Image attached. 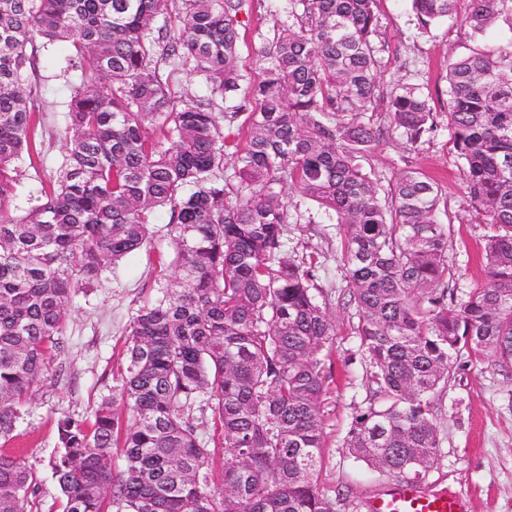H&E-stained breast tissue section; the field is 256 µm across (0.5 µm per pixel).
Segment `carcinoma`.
I'll return each mask as SVG.
<instances>
[{"label": "carcinoma", "mask_w": 512, "mask_h": 512, "mask_svg": "<svg viewBox=\"0 0 512 512\" xmlns=\"http://www.w3.org/2000/svg\"><path fill=\"white\" fill-rule=\"evenodd\" d=\"M376 2L288 0L254 80L240 65L254 0H0V440L66 350L71 294L150 244L158 208L170 210L178 272L130 324L125 412L105 399L88 420H56L63 512H336L318 486L335 321L313 261L286 256L284 239L304 200L338 228L355 306L369 396L348 431L354 458L424 476L439 459L434 410L452 360L512 370V40L448 60V132L490 225L486 282L450 298L442 185L405 170L384 186L365 167L385 140L381 97L405 145L437 130L420 88L383 93ZM459 3L410 0L419 29L451 20L474 42L512 19V0ZM55 41L71 42L67 70L80 72L66 152L16 216L9 202L34 153V52ZM186 65L207 85L191 104L170 83ZM198 403L217 449L199 433ZM36 491L22 456L1 451L0 512H31Z\"/></svg>", "instance_id": "cac0c4a2"}]
</instances>
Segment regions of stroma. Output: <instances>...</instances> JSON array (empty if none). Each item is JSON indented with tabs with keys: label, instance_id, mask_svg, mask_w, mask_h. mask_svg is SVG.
<instances>
[{
	"label": "stroma",
	"instance_id": "1",
	"mask_svg": "<svg viewBox=\"0 0 512 512\" xmlns=\"http://www.w3.org/2000/svg\"><path fill=\"white\" fill-rule=\"evenodd\" d=\"M287 0H254L241 52L244 68L254 70V53L275 23L286 20ZM379 40L387 61L383 84L401 80L429 95L438 129L417 149L405 150L399 136L386 138L369 163L382 183L412 168L442 184L440 221H451L448 261L461 277L455 296L480 286L486 272L480 259L486 228L467 198L461 163L453 149L444 115L448 99V59L467 53L470 43L453 22L432 33L417 26L408 0H378ZM72 52L67 41L54 42L35 55L34 77L39 110L32 130L37 153L23 165L11 207L24 214L42 186L49 184L66 148L65 114L76 78L66 72ZM168 209H159L150 227L151 243L105 270L70 303L68 350L51 364L31 401L24 407L12 447L18 448L35 474L38 490L31 512H60V494L49 460L56 450V420L66 413L91 416L102 398L118 395L125 363L129 324L144 303L172 286L176 271L167 235ZM288 256L310 257L317 285L327 295L336 336L326 362L332 377L323 404L325 446L318 484L336 503V512H367L371 496L396 484L397 476L354 459L345 444L352 417L368 393L359 340L352 332L354 309L340 267V236L335 225L316 222L289 225ZM442 437L437 463L420 482L429 492H455L466 499L467 512H512V376L486 360H455L448 389L436 405Z\"/></svg>",
	"mask_w": 512,
	"mask_h": 512
}]
</instances>
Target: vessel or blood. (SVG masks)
Wrapping results in <instances>:
<instances>
[{
	"label": "vessel or blood",
	"instance_id": "b4317fda",
	"mask_svg": "<svg viewBox=\"0 0 512 512\" xmlns=\"http://www.w3.org/2000/svg\"><path fill=\"white\" fill-rule=\"evenodd\" d=\"M457 494H431L411 484H396L371 497L368 512H465Z\"/></svg>",
	"mask_w": 512,
	"mask_h": 512
}]
</instances>
